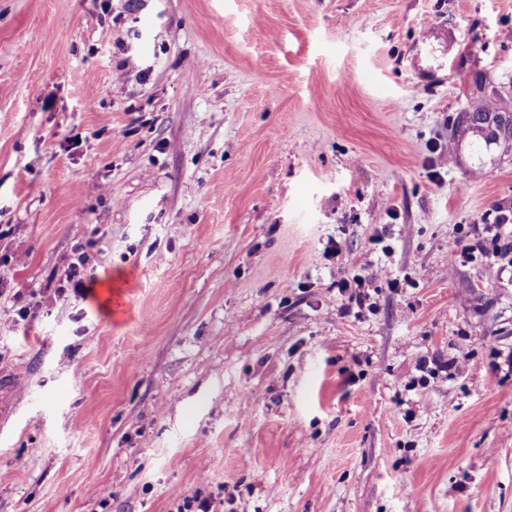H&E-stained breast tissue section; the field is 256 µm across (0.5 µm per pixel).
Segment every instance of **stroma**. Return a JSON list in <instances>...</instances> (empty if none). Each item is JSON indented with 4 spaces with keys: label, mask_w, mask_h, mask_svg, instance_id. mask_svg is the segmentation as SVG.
Instances as JSON below:
<instances>
[{
    "label": "stroma",
    "mask_w": 512,
    "mask_h": 512,
    "mask_svg": "<svg viewBox=\"0 0 512 512\" xmlns=\"http://www.w3.org/2000/svg\"><path fill=\"white\" fill-rule=\"evenodd\" d=\"M509 104L512 0H0V512H512ZM511 223V217L506 214H502L501 217L497 218V224H488L490 225V230L495 231L492 240L495 243V247L493 248V256L496 257H506L512 254V240H511V231L506 232L505 229L507 225ZM510 237V240L508 239Z\"/></svg>",
    "instance_id": "obj_1"
}]
</instances>
